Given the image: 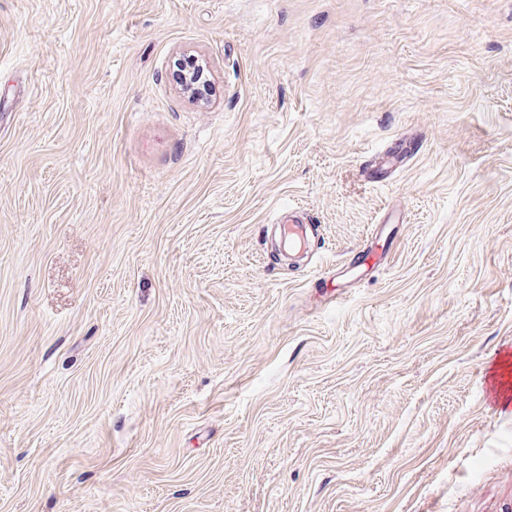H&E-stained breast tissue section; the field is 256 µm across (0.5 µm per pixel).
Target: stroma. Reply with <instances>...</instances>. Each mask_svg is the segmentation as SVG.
Returning a JSON list of instances; mask_svg holds the SVG:
<instances>
[{"mask_svg":"<svg viewBox=\"0 0 512 512\" xmlns=\"http://www.w3.org/2000/svg\"><path fill=\"white\" fill-rule=\"evenodd\" d=\"M509 361L512 0H0V512H512ZM177 67L179 73L176 75L181 87L199 101H206L211 82L207 65L200 64L198 58L189 55L179 60ZM399 145L397 143H393L388 149H386L382 155L378 157V159L375 162V166L372 171V176H374V173L376 171L381 172L382 174L389 171L392 168L397 167L400 163L403 162V160L406 158L404 156L402 158V153L404 150H407V153L411 150V142L409 144L406 143V145L399 149ZM383 228L380 226L377 232L372 236V241L368 247L358 253L360 263L356 267H351L349 263H344L337 268V275H349L355 280L362 279L374 270L378 269L383 261L387 238L381 243Z\"/></svg>","mask_w":512,"mask_h":512,"instance_id":"35a3bbf8","label":"stroma"}]
</instances>
